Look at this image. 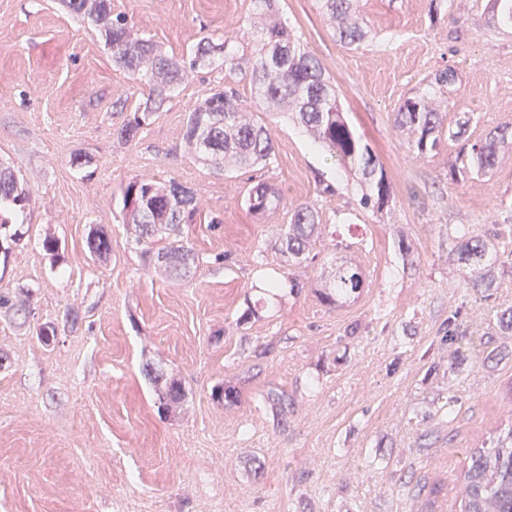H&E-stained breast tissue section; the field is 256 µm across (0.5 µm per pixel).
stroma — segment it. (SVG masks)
<instances>
[{"instance_id":"stroma-1","label":"stroma","mask_w":512,"mask_h":512,"mask_svg":"<svg viewBox=\"0 0 512 512\" xmlns=\"http://www.w3.org/2000/svg\"><path fill=\"white\" fill-rule=\"evenodd\" d=\"M111 4L173 58L210 34L250 50L237 38L249 0ZM277 6L377 154L391 191L382 211L363 209L357 176L277 114L264 117L269 166L222 174L190 149L183 126L211 88L232 81L252 104L240 70H198L121 143L117 129L146 98L98 31L61 0H0V161L30 192L16 217L26 234L0 275V292L30 294L25 325L0 317L12 361L0 370V512H433L425 484L460 512L472 450L512 425V335L494 323L512 307V256L496 287L467 288L452 240L462 224H512V144L493 175L456 182L459 143L420 156L395 124L416 95L436 97L445 126L466 123L472 141L512 122V25L491 0H361L371 35L346 48L316 0ZM447 69L454 81L437 87ZM137 176L198 195L183 232L199 265L186 280L168 279L127 233L123 189ZM260 183L284 207L251 212L246 196ZM309 201L321 231L292 265L277 233ZM95 226L112 240L104 261L87 249ZM342 258L368 286L330 308L321 279ZM291 277L301 292L267 286ZM48 322L60 329L47 345L37 331ZM147 364L181 382L179 415L161 411ZM239 380L238 402L215 396ZM274 385L290 395L283 419L259 399Z\"/></svg>"}]
</instances>
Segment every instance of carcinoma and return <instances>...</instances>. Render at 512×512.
Returning a JSON list of instances; mask_svg holds the SVG:
<instances>
[{
	"label": "carcinoma",
	"mask_w": 512,
	"mask_h": 512,
	"mask_svg": "<svg viewBox=\"0 0 512 512\" xmlns=\"http://www.w3.org/2000/svg\"><path fill=\"white\" fill-rule=\"evenodd\" d=\"M323 14L336 26L338 41L345 47L363 42L367 23L359 0H320ZM77 16L89 19L112 49V60L135 81L147 88L145 107L117 130V139L128 143L148 125L174 85L199 68L210 66L217 55L224 57V68H239L237 53L228 49L226 36L202 38L186 56H166L149 39L136 36L126 17L112 15L110 0H64ZM252 53L246 59L251 69L254 104L252 110L239 103L232 83L214 90L189 113L183 139L216 170L269 165L275 157L272 135L258 112L263 106H281L292 119L314 138L315 145L327 151L342 167L360 176L365 209L381 210L390 198V184L377 155L362 143L342 112L336 86L325 76L321 63L300 39L281 23L276 0H251L248 17ZM444 115L423 97H410L396 112V126L417 134L409 143L412 151L425 155L437 149ZM512 137V123L496 127L487 136L456 155L452 177H467L476 171L491 175L496 170L501 144ZM28 193L16 173L0 164V236L11 224L14 207L23 206ZM284 196L261 183L248 192L250 211H275ZM125 223L134 232V242L149 248L157 242L156 262L173 279L184 280L199 262L194 248L183 236V225L193 224L199 212L195 191L174 179L166 183L134 178L123 191ZM322 223L319 209L306 202L294 207L288 224L277 233L279 251L299 264L306 259ZM505 238L501 230L479 234L462 224L455 230V251L463 281L473 288H493L497 283L498 256L495 241ZM91 255L102 259L112 252L107 233L91 228L87 237ZM363 276L356 265L338 262L331 271L326 290L320 293L328 306L360 293ZM21 294L0 293V310L17 315L25 311ZM165 412L176 410L185 400L182 384L163 373L146 372ZM464 512H512V428L499 436L491 449L476 450L464 475Z\"/></svg>",
	"instance_id": "carcinoma-1"
}]
</instances>
